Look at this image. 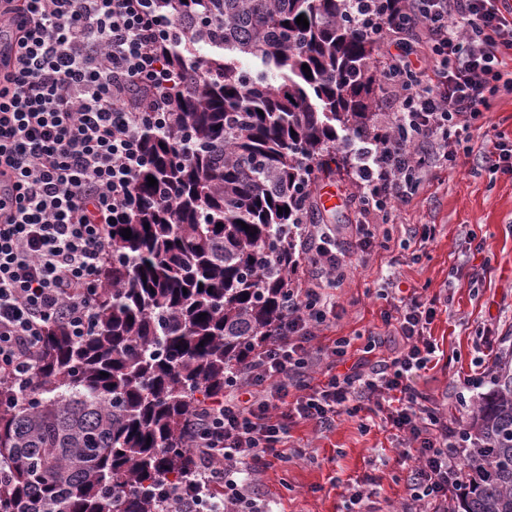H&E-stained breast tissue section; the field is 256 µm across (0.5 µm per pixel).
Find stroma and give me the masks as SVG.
Masks as SVG:
<instances>
[{
    "label": "stroma",
    "mask_w": 512,
    "mask_h": 512,
    "mask_svg": "<svg viewBox=\"0 0 512 512\" xmlns=\"http://www.w3.org/2000/svg\"><path fill=\"white\" fill-rule=\"evenodd\" d=\"M512 141V93H500L471 145L496 137ZM314 209L323 224L339 228L338 242L354 247L353 204L344 178L322 177L314 186ZM430 225L433 238L419 246L413 237ZM387 248L355 258L336 301L343 313L324 339L353 337L351 361H359L368 336L382 333L380 313L386 300L376 295L382 274L394 271L397 297L438 298L429 332L438 350L413 383L448 415L469 420L479 391H462L474 374L475 355L481 369L491 371L502 353L512 350V177L490 171L474 152L465 168L434 170L399 221L383 224ZM400 441L391 425L377 420L361 429L358 419L340 417L321 432L310 424L290 430L284 447L289 458L274 462L258 476V491L277 501L280 512H347L353 486L366 484L373 512H401L410 471L398 461ZM303 449L295 457L294 449Z\"/></svg>",
    "instance_id": "35a3bbf8"
}]
</instances>
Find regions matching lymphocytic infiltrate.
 Listing matches in <instances>:
<instances>
[{"mask_svg": "<svg viewBox=\"0 0 512 512\" xmlns=\"http://www.w3.org/2000/svg\"><path fill=\"white\" fill-rule=\"evenodd\" d=\"M498 2L402 0L380 13L371 0H351L382 59L378 133L347 154L360 236L350 251L331 244L328 225L301 224L298 254L315 276L289 289L275 337L226 377L224 397L193 415L191 469L171 489L172 512H273L256 476L283 460L291 427L327 431L363 412L402 435L409 512H448L465 434L413 384L436 351L427 335L434 302L411 297L384 309L401 348L368 368L347 365L349 338L327 347L318 338L339 316L332 291L354 255L378 246L372 226L395 223L433 165L458 166L456 144L470 142L493 100L512 91L503 68L512 19ZM0 25L14 36L0 43V385L26 388L51 325L87 335L112 227L142 203V133L167 123L174 87L188 76L165 63L163 47L183 29L157 0H0Z\"/></svg>", "mask_w": 512, "mask_h": 512, "instance_id": "obj_1", "label": "lymphocytic infiltrate"}]
</instances>
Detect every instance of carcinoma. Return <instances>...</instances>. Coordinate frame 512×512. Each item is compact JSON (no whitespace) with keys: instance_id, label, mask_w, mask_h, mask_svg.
I'll use <instances>...</instances> for the list:
<instances>
[{"instance_id":"1","label":"carcinoma","mask_w":512,"mask_h":512,"mask_svg":"<svg viewBox=\"0 0 512 512\" xmlns=\"http://www.w3.org/2000/svg\"><path fill=\"white\" fill-rule=\"evenodd\" d=\"M158 3L185 29L166 62L194 81L169 124L145 130L136 191L169 203L112 225L87 335L53 325L30 388L0 387V512H162L191 465L189 415L224 398L228 373L274 336L300 266L303 162L313 181L332 171L338 131L358 140L372 117L376 44L347 20V0ZM242 57L264 70L242 71ZM468 431L450 512H512L511 361Z\"/></svg>"}]
</instances>
